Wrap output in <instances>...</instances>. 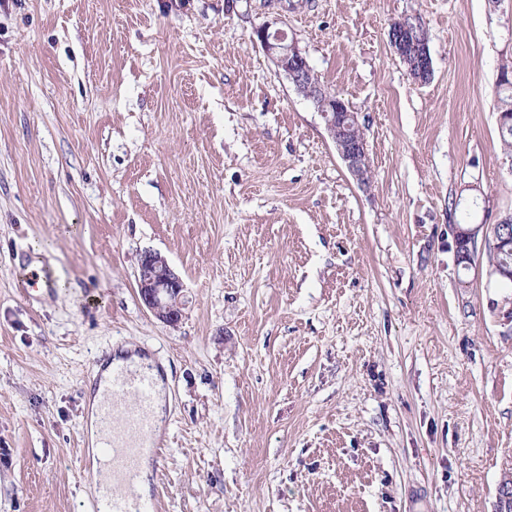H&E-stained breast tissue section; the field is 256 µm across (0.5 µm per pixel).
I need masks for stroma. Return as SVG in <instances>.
Listing matches in <instances>:
<instances>
[{"mask_svg":"<svg viewBox=\"0 0 512 512\" xmlns=\"http://www.w3.org/2000/svg\"><path fill=\"white\" fill-rule=\"evenodd\" d=\"M266 22L356 113L368 185ZM507 61L512 0H0V512H92L88 386L119 350L167 391L155 512H498L512 288L454 234L512 212ZM146 249L177 327L138 301ZM27 263L50 291L22 296ZM429 38L427 32V40L418 39L415 32L409 28H405L402 31L392 30L390 38V45L393 52L398 56L405 57L407 54L413 58L414 67L417 72L416 83L426 84L433 76V61L430 55ZM401 63L407 69L412 65L410 58H400ZM497 110L503 118L512 117V62L501 65L496 83ZM500 116L498 119L502 123L499 125V134L504 151L512 157V122L507 120L503 122ZM485 224H460L456 227L455 245L457 259L465 266L472 265L475 245L480 231ZM137 294L143 308L166 326L183 318L185 284L159 252L144 250L138 256Z\"/></svg>","mask_w":512,"mask_h":512,"instance_id":"35a3bbf8","label":"stroma"}]
</instances>
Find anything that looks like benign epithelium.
<instances>
[{
  "mask_svg": "<svg viewBox=\"0 0 512 512\" xmlns=\"http://www.w3.org/2000/svg\"><path fill=\"white\" fill-rule=\"evenodd\" d=\"M253 40L260 43L268 59L293 85L295 90L311 100L320 112L328 137L336 151L360 184L368 182V150L365 138L358 135L360 128L354 112H345L341 96L330 99L318 87L310 84L311 67L306 56L288 33L271 24L254 30ZM390 45L401 57L409 55L417 65L416 83L425 84L433 76V61L428 41L419 38L409 28L392 32ZM483 224H460L456 227L455 245L457 259L468 266L473 262L477 237ZM489 246L495 250L512 249V217L505 216L490 228ZM137 294L143 308L156 320L167 325H177L184 316L183 296L185 284L182 277L170 266L167 259L153 250H144L138 256Z\"/></svg>",
  "mask_w": 512,
  "mask_h": 512,
  "instance_id": "benign-epithelium-1",
  "label": "benign epithelium"
}]
</instances>
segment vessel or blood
I'll return each instance as SVG.
<instances>
[{
	"instance_id": "b4317fda",
	"label": "vessel or blood",
	"mask_w": 512,
	"mask_h": 512,
	"mask_svg": "<svg viewBox=\"0 0 512 512\" xmlns=\"http://www.w3.org/2000/svg\"><path fill=\"white\" fill-rule=\"evenodd\" d=\"M52 276L45 268H29L22 277V292L48 290ZM100 421L109 430L106 447L112 450L111 497L108 512H150L151 502L134 493L142 458L159 459L153 439L155 381L150 369L127 366L114 370L111 387L100 406Z\"/></svg>"
}]
</instances>
